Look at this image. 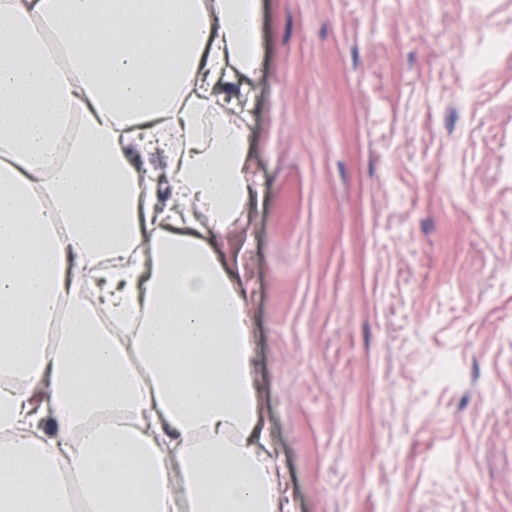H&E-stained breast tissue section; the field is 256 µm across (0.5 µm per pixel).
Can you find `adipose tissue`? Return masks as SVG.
Masks as SVG:
<instances>
[{
    "instance_id": "1",
    "label": "adipose tissue",
    "mask_w": 512,
    "mask_h": 512,
    "mask_svg": "<svg viewBox=\"0 0 512 512\" xmlns=\"http://www.w3.org/2000/svg\"><path fill=\"white\" fill-rule=\"evenodd\" d=\"M268 35L262 0H0V512H288L219 248Z\"/></svg>"
}]
</instances>
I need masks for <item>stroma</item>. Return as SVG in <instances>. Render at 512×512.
<instances>
[{"mask_svg": "<svg viewBox=\"0 0 512 512\" xmlns=\"http://www.w3.org/2000/svg\"><path fill=\"white\" fill-rule=\"evenodd\" d=\"M265 5L220 253L288 512H512V0Z\"/></svg>", "mask_w": 512, "mask_h": 512, "instance_id": "stroma-1", "label": "stroma"}]
</instances>
